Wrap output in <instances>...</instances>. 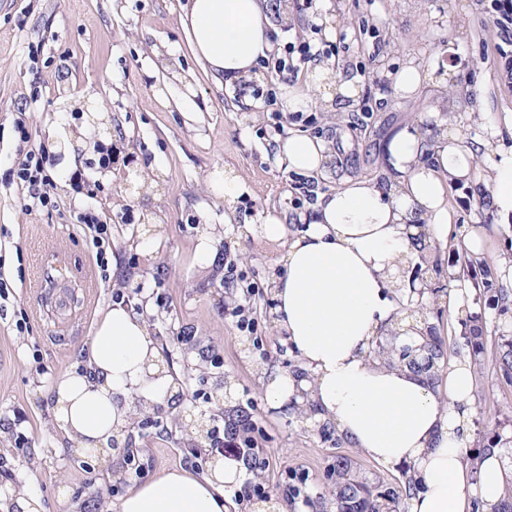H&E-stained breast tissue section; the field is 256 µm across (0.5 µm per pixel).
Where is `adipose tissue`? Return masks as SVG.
<instances>
[{"label":"adipose tissue","instance_id":"adipose-tissue-1","mask_svg":"<svg viewBox=\"0 0 512 512\" xmlns=\"http://www.w3.org/2000/svg\"><path fill=\"white\" fill-rule=\"evenodd\" d=\"M182 25L195 57L226 86L247 85L274 51L267 0H188ZM356 93L352 80L320 63L303 83L283 87L280 107L304 112L315 98L329 104ZM489 147L486 140L467 144L445 131L428 139L407 128L384 148L394 172L388 182L344 178L318 193L295 231L275 216L248 227L285 244L275 260V324L300 366L296 374L270 373L267 403L281 409L304 392L350 446L384 467H405L412 482L407 512H470L474 493L483 512H496L512 480V459L499 450L476 457L464 451L468 361L451 362L433 380L369 355L380 336L420 344L422 326L405 319L404 309L429 296L408 274L407 260L419 245L444 242L448 186L470 180ZM276 155L288 171L312 178L327 173L334 151L325 139L291 134L279 139ZM486 183L491 206L512 218V149L499 152ZM179 390L144 317L116 304L98 317L81 362L52 385L54 424L74 454L108 456L134 413L152 412ZM240 478L219 460L198 476L175 470L133 485L102 512H232L224 489Z\"/></svg>","mask_w":512,"mask_h":512}]
</instances>
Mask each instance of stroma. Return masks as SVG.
<instances>
[{"label":"stroma","mask_w":512,"mask_h":512,"mask_svg":"<svg viewBox=\"0 0 512 512\" xmlns=\"http://www.w3.org/2000/svg\"><path fill=\"white\" fill-rule=\"evenodd\" d=\"M187 0H0V512L10 491L25 488L41 496L46 512H98L136 482L182 467L186 441L171 414H164L163 439L132 426L129 448L138 449L139 468L126 451L106 462L93 454L63 453L53 426L49 390L88 346L97 316L112 303L113 289L130 297L143 313L151 336L164 346L170 369L179 372L186 417L210 416L218 427L226 416L247 413L267 454L268 497H281L286 473L307 476L293 512L321 502L336 512L328 470L350 460L359 484L401 489L407 476L369 459L336 433H321L319 421H299L265 399L266 373L295 370L296 355L274 327L270 288L281 243L241 236L224 221V197L207 179L215 169L238 174L249 194L238 216L296 221L307 205L294 191L298 175L275 156L286 130L333 140L337 150L322 190L340 178L375 181L387 177L383 148L407 126L424 137L439 128L428 112L448 102V130L465 142L485 138L478 115L512 114V78L497 60L492 22L479 0H329L325 11L299 9V0H268L278 45L305 38L332 45L328 63L358 82L361 94L336 112L312 104L302 118L283 114L273 123L272 105L253 99L247 111L235 104L240 88H220L195 61L180 16ZM452 52L454 71L435 70ZM430 71L417 93L394 92L392 76L408 63ZM29 129L21 142L16 123ZM87 127L74 151L95 186L93 196L72 194L61 158L51 155L49 174L57 206L25 210L24 187L12 171L28 149L46 150L48 134ZM111 148L112 165L98 163ZM483 184L461 181L448 188V211L458 243L475 234L484 242L483 261L512 259V228L501 223ZM93 210L112 227L118 260L115 278L105 280L76 221ZM223 227L222 239L239 256V269L253 283L251 295L224 282L223 267L193 261L203 224ZM431 299L426 309L433 336L450 351L465 344L468 326L483 340L512 343V308L499 311L470 298L463 313L448 309V253L433 250ZM248 303L254 332L238 330L233 307ZM194 339L185 343L182 331ZM224 356L210 374L193 371L209 350ZM228 376L232 397L223 406L209 399L217 377ZM471 424L464 450L494 447L512 458V385L493 368L474 373ZM68 501H59V486Z\"/></svg>","instance_id":"stroma-1"}]
</instances>
